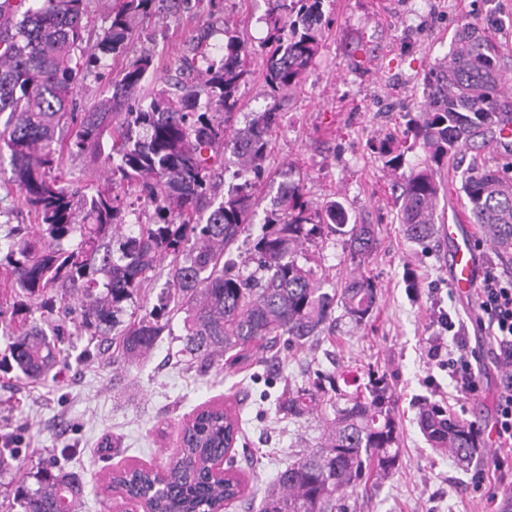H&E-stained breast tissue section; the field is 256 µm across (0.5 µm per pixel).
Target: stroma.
<instances>
[{
	"mask_svg": "<svg viewBox=\"0 0 512 512\" xmlns=\"http://www.w3.org/2000/svg\"><path fill=\"white\" fill-rule=\"evenodd\" d=\"M268 0H224V27L209 39L220 56L225 30L252 45L251 77L240 87L246 111L278 107L282 121L271 134L268 179L256 190L258 205L246 232L229 249L244 261L261 232L265 212L285 176L301 177L313 207L339 200L350 219L375 227L377 244L363 264L352 261L343 235L304 242L306 259L325 289L342 287L354 269L378 286L377 308L354 326L337 316L334 335L303 350L279 344L274 360L257 358L225 366L203 365L181 352L182 317L169 314V329L140 362L128 364L99 337L78 324L63 346L56 380L26 383L0 371V436L16 440V452L0 464V512H19L18 487L36 488L35 474L53 460L84 481L80 512H124L121 498L103 492L105 475L134 465H160L175 455L181 429L197 410L222 406L238 414L241 432L229 452L244 496L224 512L259 506L265 489L302 454L318 448L336 416L321 399L309 414L278 410L289 391L311 387L315 372L367 383L370 373L386 375L395 394L400 431L397 470L376 486L358 490L350 512H482L496 481V450L485 445L473 464L435 452L416 423L414 402L425 396L447 407L452 417L488 424L501 373L487 368L476 394L457 396L447 368L429 361L432 339L442 335V317L470 326L475 298L459 297L450 282L448 242L436 234L428 246L410 242L396 219L395 184L422 162L420 149L406 152L398 171L386 168L374 148L386 136L402 137L409 117L424 103L426 71L447 61L456 33L479 27L492 41L503 74L512 79V0H325L331 23L321 32L322 48L302 85L271 98L264 81ZM207 23V6L143 22L129 55L152 52L156 72L143 94L159 86ZM419 286L407 288L406 272ZM483 470L484 483L472 477Z\"/></svg>",
	"mask_w": 512,
	"mask_h": 512,
	"instance_id": "35a3bbf8",
	"label": "stroma"
}]
</instances>
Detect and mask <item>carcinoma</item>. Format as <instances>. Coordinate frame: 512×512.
Segmentation results:
<instances>
[{
	"instance_id": "cac0c4a2",
	"label": "carcinoma",
	"mask_w": 512,
	"mask_h": 512,
	"mask_svg": "<svg viewBox=\"0 0 512 512\" xmlns=\"http://www.w3.org/2000/svg\"><path fill=\"white\" fill-rule=\"evenodd\" d=\"M179 10L191 0H112L107 25L94 45L85 41L90 0H14L0 6V153H9L12 181L36 227L10 226L0 265L9 269V288L31 302L56 288L77 300L61 308L96 336L115 333L120 356L132 360L149 351L166 328L157 309L120 326L126 304L135 303L143 284L169 262V300L184 313L181 351L209 362L215 356L236 364L258 351L270 352L281 338L297 350L336 323L341 307L357 326L367 323L378 301L374 281L359 274L328 292L312 269L299 263L302 241L326 224L347 236L352 258L373 251L372 224L350 222L343 204L329 201L312 209L300 182L284 185L253 241L245 275L225 248L251 223L254 189L266 173L269 135L279 122L275 109L253 112L242 128L238 95L249 81V49L225 33L222 57L208 53L210 29L197 34L189 53L177 60L187 79L180 94L160 87L150 101L137 97L153 73L144 52L128 60L111 81L108 95L87 112L70 102L87 77L102 79L108 59L123 55L138 38L134 22L162 3ZM324 0H273L268 15L265 84L269 95L298 88L315 65L325 21ZM426 100L407 123L412 143L391 137L379 155L396 171L405 152L419 147L425 159L402 179L399 224L407 238L424 245L436 231L440 170L460 172L461 191L473 223L503 253H512V161L470 167L457 164L464 149L490 146L496 132L512 123L505 106L504 76L484 35L465 29L448 62L423 79ZM224 146L237 170L221 199L214 191L208 152ZM90 152L103 158L106 184L91 190L66 178L65 160ZM32 309L16 310L18 321L0 326L10 340L12 367L19 379L37 382L57 366L64 324L47 334L30 320ZM417 424L430 447L450 450L462 461L479 454L470 424L448 415L444 406L420 403ZM237 420L219 408L198 411L184 429L181 451L158 477L148 468L113 474L125 498L146 503L151 512H217L243 497L241 481L230 474L210 476V462L225 455L224 432ZM400 432L394 395L384 376L371 374L365 394L336 407L326 445L304 454L282 471L261 502L260 512H347L348 494L372 477L389 476L399 459ZM83 482L72 471L47 466L38 487L19 490L22 512H76Z\"/></svg>"
}]
</instances>
